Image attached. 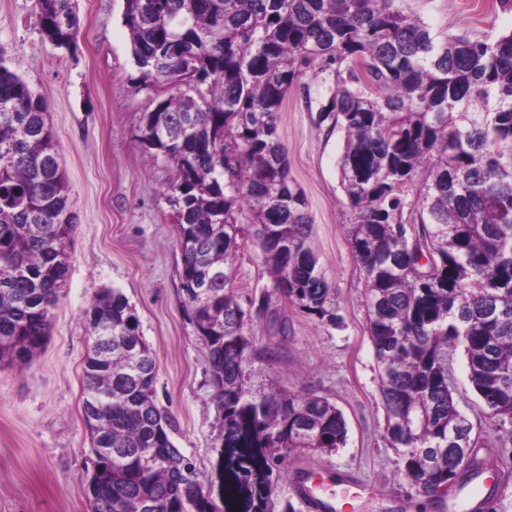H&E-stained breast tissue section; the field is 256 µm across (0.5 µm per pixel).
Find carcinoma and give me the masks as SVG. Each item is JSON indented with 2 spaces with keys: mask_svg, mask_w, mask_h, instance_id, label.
<instances>
[{
  "mask_svg": "<svg viewBox=\"0 0 512 512\" xmlns=\"http://www.w3.org/2000/svg\"><path fill=\"white\" fill-rule=\"evenodd\" d=\"M123 25L147 86L140 141L171 164L181 305L207 351L221 429L220 502L171 440L155 400L158 363L116 289L86 311L92 344L83 416L91 512H274L288 461L346 444L328 399L253 391L264 358L253 322L276 299L336 321L307 243L278 112L306 69L333 68L319 111L345 136L340 187L361 264L367 323L396 477L418 496L487 462L512 475V32L437 39L398 0H124ZM57 48L77 37L74 0H34ZM46 101L0 61V363L24 369L50 336L75 230ZM249 225L243 229L242 225ZM248 232L270 277L264 309L234 288ZM494 422L499 452L454 401L451 353Z\"/></svg>",
  "mask_w": 512,
  "mask_h": 512,
  "instance_id": "carcinoma-1",
  "label": "carcinoma"
}]
</instances>
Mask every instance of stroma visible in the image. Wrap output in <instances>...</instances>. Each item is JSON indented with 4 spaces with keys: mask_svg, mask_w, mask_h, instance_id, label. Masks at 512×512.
<instances>
[{
    "mask_svg": "<svg viewBox=\"0 0 512 512\" xmlns=\"http://www.w3.org/2000/svg\"><path fill=\"white\" fill-rule=\"evenodd\" d=\"M405 7L439 37L491 41L512 31V7L499 0H406ZM123 8L124 0H76L79 34L71 48L59 49L44 39L34 0H0V57L48 104L76 222L47 344L28 369L0 366V512H90L85 489L94 456L82 401L91 339L84 311L105 288L127 298L157 357L156 403L174 422V445L202 479L215 475L220 427L206 350L180 304L181 256L167 191L173 170L153 160L138 139L154 91L131 57ZM333 87L331 70H307L278 114V135L289 176L306 197L308 244L334 290L338 319L322 321L280 301L285 330L265 320L251 329L255 347L269 348L272 357L253 361L249 383L256 390L313 393L342 410L344 447L332 454L302 451L289 462L307 472L336 469L342 479L330 492L339 512H465L463 493L435 505L396 478L363 273L346 232L353 215L339 185L344 135L317 121ZM234 274L244 299L269 282L250 238L241 241ZM450 375L474 433L495 440L463 351L454 352Z\"/></svg>",
    "mask_w": 512,
    "mask_h": 512,
    "instance_id": "1",
    "label": "stroma"
}]
</instances>
